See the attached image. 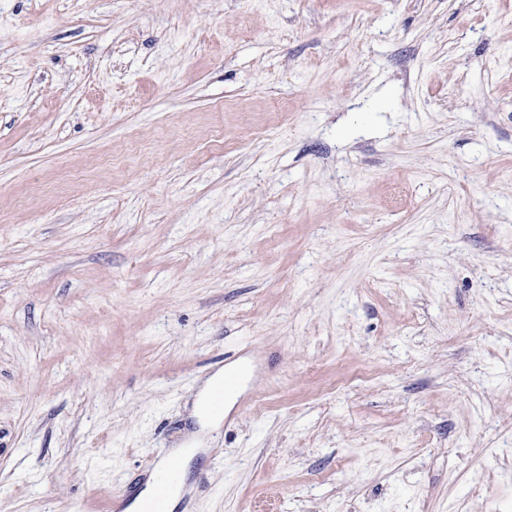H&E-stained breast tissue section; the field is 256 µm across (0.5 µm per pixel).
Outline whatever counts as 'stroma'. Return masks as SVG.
<instances>
[{"label": "stroma", "instance_id": "35a3bbf8", "mask_svg": "<svg viewBox=\"0 0 512 512\" xmlns=\"http://www.w3.org/2000/svg\"><path fill=\"white\" fill-rule=\"evenodd\" d=\"M189 446L174 512H512V0H0V512ZM223 386L215 391L211 398V407L214 411L222 409L224 399L228 397L237 386L239 375L237 373L225 372ZM222 373H217L209 378L201 391L199 392L195 401L194 413L198 419L203 420V417L210 416L209 400L213 390L219 385ZM203 416V417H202Z\"/></svg>", "mask_w": 512, "mask_h": 512}]
</instances>
